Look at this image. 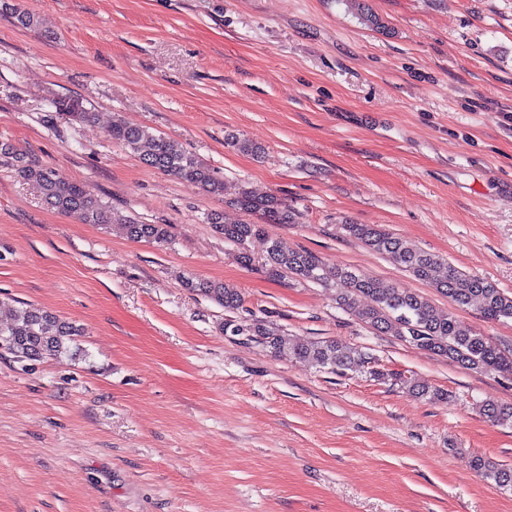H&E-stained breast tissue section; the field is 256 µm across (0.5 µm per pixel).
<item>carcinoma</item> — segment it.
<instances>
[{
	"mask_svg": "<svg viewBox=\"0 0 512 512\" xmlns=\"http://www.w3.org/2000/svg\"><path fill=\"white\" fill-rule=\"evenodd\" d=\"M53 106L56 111L66 112L76 121H87L93 114L92 109L81 100L71 97H58L53 101ZM109 135L136 152L148 167L172 175L208 194L219 195L223 192V183L215 176L213 169L177 141L121 121L112 123ZM0 152L14 155L20 176L38 188L42 199L51 209L60 213H77L87 224H118L126 237L133 241H167V225L122 219L86 185L61 182L51 167L27 160L8 144L1 143ZM235 205L259 216L261 223L226 224L224 214L219 211L206 214L205 220L224 241L240 248L238 259L244 266L252 262L246 244L263 233L262 225L295 223V213L274 196L257 198L244 190L235 200ZM343 229L348 235L387 256L415 279L431 285L448 298V302L464 307L472 299L479 298L483 302L482 313L486 320H512V296L491 282L410 246L378 224L346 223ZM265 262L276 275L287 274L335 290L336 302L358 311L374 330L446 357L466 369L512 374V354L506 353L489 337L459 327L451 313L436 307L419 294L386 285L350 267L329 269L316 255L305 250L284 251L275 241L268 243ZM183 285L229 312L242 305L240 294L219 282L188 277L183 280ZM224 332L232 336H245L275 354L290 350L297 357L308 359L322 369L357 372L364 367L363 359L341 351L334 340L299 344L272 330L260 319H228L224 323ZM77 335L79 330L76 326L46 310L24 303L14 310L11 321L0 323V351L18 361L54 358L67 352ZM401 384L419 398L444 396L440 390H432L409 380H403ZM481 411L489 420L512 427V406L488 403L482 405ZM472 466L496 486L512 490V466L496 464L481 456L473 458Z\"/></svg>",
	"mask_w": 512,
	"mask_h": 512,
	"instance_id": "carcinoma-1",
	"label": "carcinoma"
}]
</instances>
